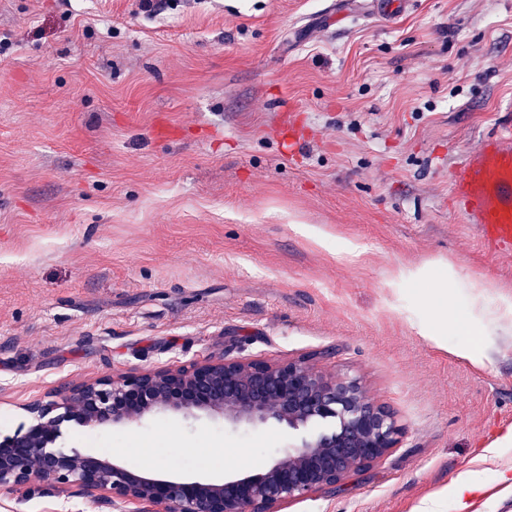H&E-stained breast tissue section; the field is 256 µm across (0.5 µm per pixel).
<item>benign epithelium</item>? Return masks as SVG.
Returning a JSON list of instances; mask_svg holds the SVG:
<instances>
[{
    "mask_svg": "<svg viewBox=\"0 0 512 512\" xmlns=\"http://www.w3.org/2000/svg\"><path fill=\"white\" fill-rule=\"evenodd\" d=\"M34 424L0 440V490L35 483L77 485L167 512H279L351 474L382 463L399 444L394 411L357 378L336 375L311 354L288 361L224 356L75 385L26 406ZM160 410L220 413L237 430L273 419L304 432L263 471L222 484L145 477L116 462L55 447L63 423L110 426Z\"/></svg>",
    "mask_w": 512,
    "mask_h": 512,
    "instance_id": "1",
    "label": "benign epithelium"
}]
</instances>
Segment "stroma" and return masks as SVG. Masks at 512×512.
Here are the masks:
<instances>
[{"mask_svg":"<svg viewBox=\"0 0 512 512\" xmlns=\"http://www.w3.org/2000/svg\"><path fill=\"white\" fill-rule=\"evenodd\" d=\"M511 113L512 0H0V437L82 382L317 353L400 444L282 512H512V251L448 203ZM296 436L155 411L58 444L220 482ZM0 512L164 509L36 484Z\"/></svg>","mask_w":512,"mask_h":512,"instance_id":"obj_1","label":"stroma"}]
</instances>
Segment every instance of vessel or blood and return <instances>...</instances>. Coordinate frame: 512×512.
Here are the masks:
<instances>
[{"label": "vessel or blood", "instance_id": "obj_1", "mask_svg": "<svg viewBox=\"0 0 512 512\" xmlns=\"http://www.w3.org/2000/svg\"><path fill=\"white\" fill-rule=\"evenodd\" d=\"M449 199L483 243L512 247V125L485 137L455 168Z\"/></svg>", "mask_w": 512, "mask_h": 512}]
</instances>
